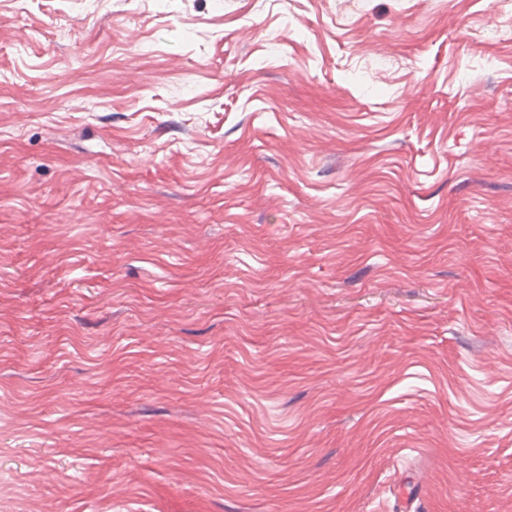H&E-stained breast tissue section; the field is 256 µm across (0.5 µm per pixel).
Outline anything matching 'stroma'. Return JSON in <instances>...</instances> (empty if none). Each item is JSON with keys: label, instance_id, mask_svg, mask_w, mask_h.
<instances>
[{"label": "stroma", "instance_id": "1", "mask_svg": "<svg viewBox=\"0 0 512 512\" xmlns=\"http://www.w3.org/2000/svg\"><path fill=\"white\" fill-rule=\"evenodd\" d=\"M503 19L0 0V512H512Z\"/></svg>", "mask_w": 512, "mask_h": 512}]
</instances>
